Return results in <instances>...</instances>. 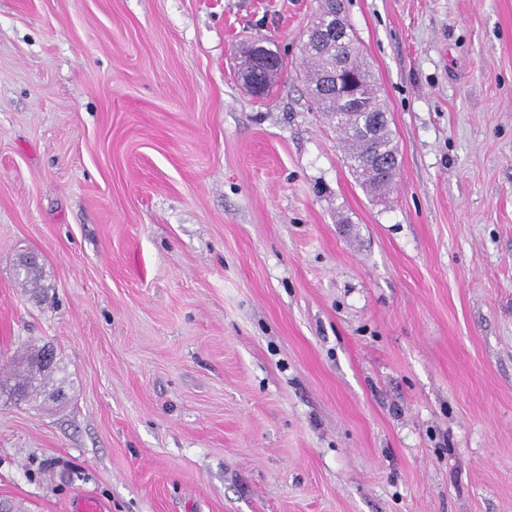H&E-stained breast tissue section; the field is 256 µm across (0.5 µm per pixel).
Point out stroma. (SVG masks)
<instances>
[{
    "instance_id": "35a3bbf8",
    "label": "stroma",
    "mask_w": 512,
    "mask_h": 512,
    "mask_svg": "<svg viewBox=\"0 0 512 512\" xmlns=\"http://www.w3.org/2000/svg\"><path fill=\"white\" fill-rule=\"evenodd\" d=\"M343 4L383 201L308 106L317 0H0V380L57 361L0 402V498L512 512V0ZM266 58H281V63L276 64V68L272 67L268 70H265L268 67L266 64H263V70L265 71L262 73L265 75V79L271 89L278 81H274V78H276L277 75L280 77L282 71L285 68V63L278 51H275L268 46L267 48L260 46L256 41L248 43L247 45H244L239 52L238 70L239 72L241 70H244V72L254 71L258 67L259 60ZM49 346H43L42 348L34 351L33 353L27 355L21 363L27 365L26 374L24 373L21 378H17L13 384H4L1 381L0 384V397L6 396L7 399L14 402H21L29 398L32 393L38 387L37 383L41 381L42 376L45 374L53 372L56 368V357L55 361L52 365H40L37 363V358L39 362L44 364L48 363L52 360V352L50 349H46L41 352L43 349ZM50 348V347H49ZM41 354L39 355V353ZM35 368V369H34Z\"/></svg>"
}]
</instances>
